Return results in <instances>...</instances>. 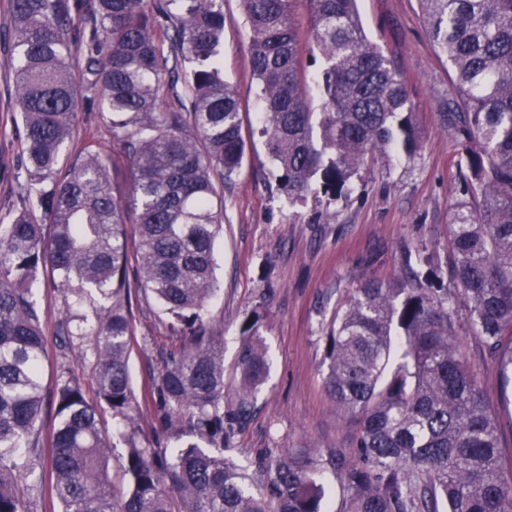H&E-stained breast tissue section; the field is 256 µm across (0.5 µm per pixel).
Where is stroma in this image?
Instances as JSON below:
<instances>
[{
	"label": "stroma",
	"instance_id": "1",
	"mask_svg": "<svg viewBox=\"0 0 512 512\" xmlns=\"http://www.w3.org/2000/svg\"><path fill=\"white\" fill-rule=\"evenodd\" d=\"M369 40L391 58L404 77L420 133L414 157L402 153L374 161L355 175L335 202L310 195L292 203L277 187V171L262 138H254L232 184L224 189V230L214 247L217 292L208 317L224 341V377L232 379L243 321L258 315L257 334L268 359L267 374L256 392L257 410L237 435L232 456L254 458L264 448L354 449V427L337 411L324 388L328 371L322 326L349 292L366 278L400 275L406 250L427 247L442 268L443 286L457 287L451 276L448 224L463 198L458 160L461 145L441 121L455 94L447 64L436 58L418 0H358ZM224 76L239 94L243 126L259 129L260 103L250 66L248 29L239 0H224ZM12 79L0 69V216L24 192L19 174L20 114L8 110ZM95 140L108 155L112 146L107 113L80 103L67 152ZM133 312L129 372L136 393H143L162 356L175 343L163 313L130 278ZM36 298L44 310L48 358L41 430L54 426L55 366L63 364L78 379L88 399L95 382L81 347L65 350L57 329L63 319L60 294L50 274L40 276ZM455 343L477 375L489 412L512 418V384H505L495 362L471 332L468 312L453 313Z\"/></svg>",
	"mask_w": 512,
	"mask_h": 512
}]
</instances>
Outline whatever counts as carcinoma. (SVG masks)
<instances>
[{"mask_svg": "<svg viewBox=\"0 0 512 512\" xmlns=\"http://www.w3.org/2000/svg\"><path fill=\"white\" fill-rule=\"evenodd\" d=\"M438 57L448 62L465 199L448 237L458 293L435 287L433 257L388 282L368 279L323 328L325 387L357 427L356 452L269 448L242 465L234 437L255 410L267 361L243 324L233 389L222 338L206 318L217 288L213 250L224 185L246 154L241 105L224 80V0H8L21 114L25 193L0 218V512H29L49 491L62 512H327L324 474L343 493L338 512H512L502 475V423L486 410L457 353L449 310L512 382V0H420ZM262 102L261 135L280 191L334 201L379 156L413 157L419 133L403 76L371 43L357 0H241ZM304 7L310 25L296 23ZM83 51L82 82L74 51ZM319 60L315 111L307 59ZM109 114L129 181L88 143L61 165L81 93ZM138 237L143 291L179 327L152 378L155 438L125 440L126 493H112V452L99 407L132 424L140 403L128 373L127 225ZM50 272L65 318L63 347L92 342L96 400L63 366L55 425L39 421L46 356L33 285Z\"/></svg>", "mask_w": 512, "mask_h": 512, "instance_id": "carcinoma-1", "label": "carcinoma"}]
</instances>
